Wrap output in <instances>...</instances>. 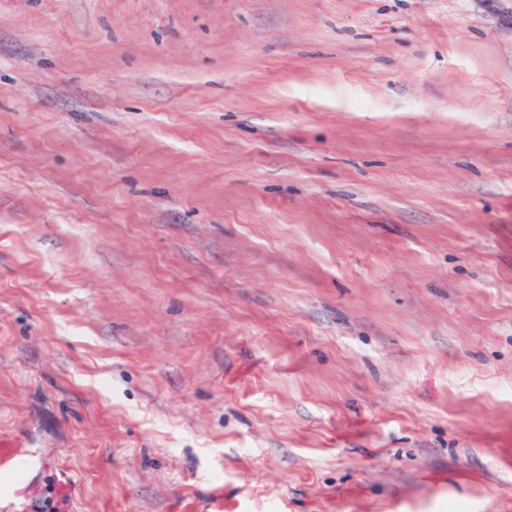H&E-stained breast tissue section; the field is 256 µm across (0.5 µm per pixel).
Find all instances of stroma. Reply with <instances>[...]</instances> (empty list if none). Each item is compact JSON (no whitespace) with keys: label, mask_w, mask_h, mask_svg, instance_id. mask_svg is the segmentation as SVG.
Here are the masks:
<instances>
[{"label":"stroma","mask_w":512,"mask_h":512,"mask_svg":"<svg viewBox=\"0 0 512 512\" xmlns=\"http://www.w3.org/2000/svg\"><path fill=\"white\" fill-rule=\"evenodd\" d=\"M0 512H512V0H0Z\"/></svg>","instance_id":"35a3bbf8"}]
</instances>
